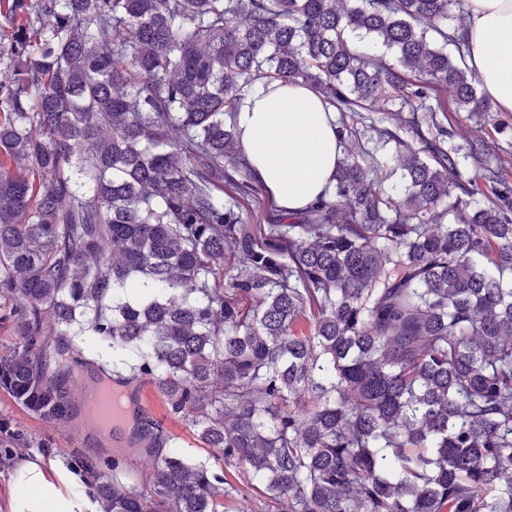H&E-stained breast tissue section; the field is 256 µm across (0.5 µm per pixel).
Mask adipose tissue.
<instances>
[{
	"mask_svg": "<svg viewBox=\"0 0 512 512\" xmlns=\"http://www.w3.org/2000/svg\"><path fill=\"white\" fill-rule=\"evenodd\" d=\"M472 66L495 108L512 112V0H466ZM239 146L253 177L287 213L332 188L343 157L336 111L302 83L256 87L236 115ZM6 512H102L79 473L43 457L16 463Z\"/></svg>",
	"mask_w": 512,
	"mask_h": 512,
	"instance_id": "ef3b65f1",
	"label": "adipose tissue"
}]
</instances>
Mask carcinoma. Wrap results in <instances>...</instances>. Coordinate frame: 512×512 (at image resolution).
<instances>
[{
    "instance_id": "obj_1",
    "label": "carcinoma",
    "mask_w": 512,
    "mask_h": 512,
    "mask_svg": "<svg viewBox=\"0 0 512 512\" xmlns=\"http://www.w3.org/2000/svg\"><path fill=\"white\" fill-rule=\"evenodd\" d=\"M464 10L0 0V389L49 427L78 420L76 367L150 379L214 450L164 453L142 419L129 485L74 451L109 512H254L231 467L267 512H512V184L437 103L491 111ZM277 81L336 109L345 157L305 211L249 224L234 115ZM441 101L448 108V122L454 125L458 131L455 142L461 146L466 145V139L472 132L473 122L466 119V112H455V104L453 103V97L450 92L445 88H441L439 92Z\"/></svg>"
}]
</instances>
